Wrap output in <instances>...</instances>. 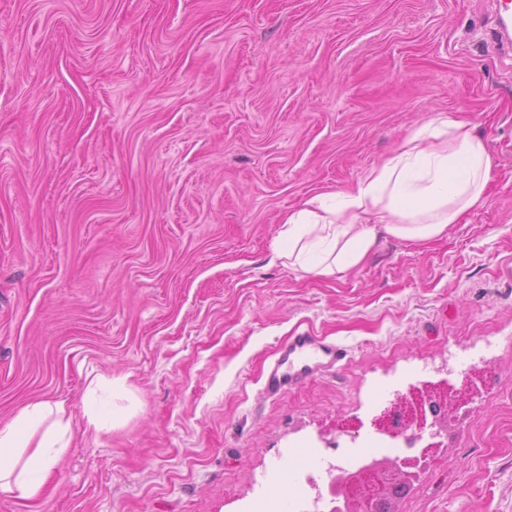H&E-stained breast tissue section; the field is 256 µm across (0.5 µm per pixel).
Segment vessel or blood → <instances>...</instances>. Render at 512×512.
Masks as SVG:
<instances>
[{
  "instance_id": "b4317fda",
  "label": "vessel or blood",
  "mask_w": 512,
  "mask_h": 512,
  "mask_svg": "<svg viewBox=\"0 0 512 512\" xmlns=\"http://www.w3.org/2000/svg\"><path fill=\"white\" fill-rule=\"evenodd\" d=\"M347 356L346 349L312 332L292 334L279 346L277 358L266 373L263 391L274 397L308 378L338 367Z\"/></svg>"
}]
</instances>
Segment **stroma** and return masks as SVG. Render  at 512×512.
Here are the masks:
<instances>
[{
	"label": "stroma",
	"mask_w": 512,
	"mask_h": 512,
	"mask_svg": "<svg viewBox=\"0 0 512 512\" xmlns=\"http://www.w3.org/2000/svg\"><path fill=\"white\" fill-rule=\"evenodd\" d=\"M492 0H0V427L64 402L69 445L0 512H292L344 420L349 456L410 387L475 381L399 512H512V50ZM475 125L484 204L440 238L380 235L330 277L278 255L436 116ZM314 330L341 367L261 392ZM134 398L110 433L92 380Z\"/></svg>",
	"instance_id": "obj_1"
}]
</instances>
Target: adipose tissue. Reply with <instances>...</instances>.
I'll return each instance as SVG.
<instances>
[{
  "label": "adipose tissue",
  "mask_w": 512,
  "mask_h": 512,
  "mask_svg": "<svg viewBox=\"0 0 512 512\" xmlns=\"http://www.w3.org/2000/svg\"><path fill=\"white\" fill-rule=\"evenodd\" d=\"M492 163L467 123L444 116L416 128L402 148L373 167L353 190L318 194L284 218L279 254L290 266L331 276L359 265L378 232L423 241L442 235L481 206ZM121 380L99 378L90 390L96 409L88 423L111 432L124 408ZM71 420L64 402L39 400L0 429V490L36 495L68 446Z\"/></svg>",
  "instance_id": "1"
}]
</instances>
